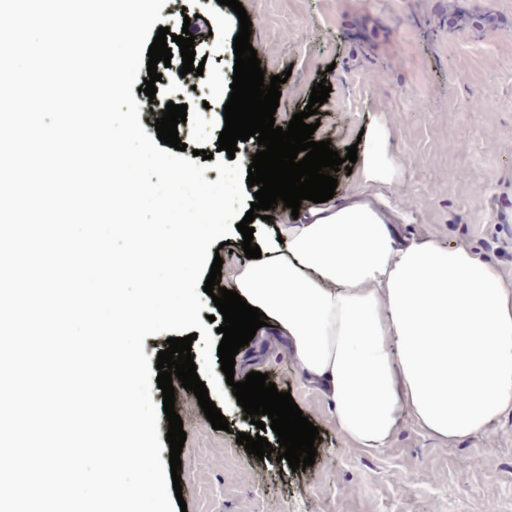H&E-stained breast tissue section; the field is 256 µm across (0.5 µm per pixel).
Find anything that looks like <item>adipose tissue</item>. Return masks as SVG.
Returning a JSON list of instances; mask_svg holds the SVG:
<instances>
[{
	"instance_id": "obj_1",
	"label": "adipose tissue",
	"mask_w": 512,
	"mask_h": 512,
	"mask_svg": "<svg viewBox=\"0 0 512 512\" xmlns=\"http://www.w3.org/2000/svg\"><path fill=\"white\" fill-rule=\"evenodd\" d=\"M364 139V191L275 225L232 288L285 334L357 448L388 447L407 416L468 438L512 411V286L473 248L397 241L403 214L381 191L399 176L390 134L377 122Z\"/></svg>"
}]
</instances>
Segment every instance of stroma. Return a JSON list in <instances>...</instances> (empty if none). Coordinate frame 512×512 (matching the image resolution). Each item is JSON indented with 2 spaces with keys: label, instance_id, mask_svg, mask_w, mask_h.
Returning a JSON list of instances; mask_svg holds the SVG:
<instances>
[{
  "label": "stroma",
  "instance_id": "stroma-1",
  "mask_svg": "<svg viewBox=\"0 0 512 512\" xmlns=\"http://www.w3.org/2000/svg\"><path fill=\"white\" fill-rule=\"evenodd\" d=\"M265 76L287 73L276 126L319 106L313 141L346 155L360 131L384 123L400 175L383 193L404 214L398 238L427 237L475 248L512 284V0H241ZM162 21L198 28L206 58L177 126L187 150L213 151L231 92L237 15L218 0H166ZM235 380L267 374L317 426L312 466L248 455L238 433H259L237 405L213 429L194 393L180 455L187 512H512V412L460 441L428 436L404 419L389 448L348 449L322 388L301 375L286 338L269 330L241 348Z\"/></svg>",
  "mask_w": 512,
  "mask_h": 512
}]
</instances>
